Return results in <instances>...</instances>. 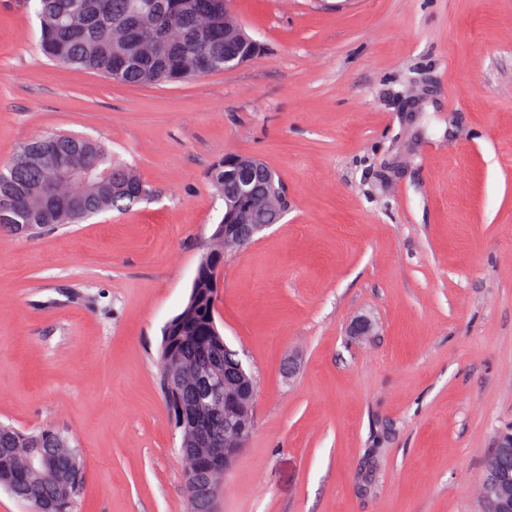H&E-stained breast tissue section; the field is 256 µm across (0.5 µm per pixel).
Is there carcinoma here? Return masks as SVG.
<instances>
[{"label": "carcinoma", "mask_w": 512, "mask_h": 512, "mask_svg": "<svg viewBox=\"0 0 512 512\" xmlns=\"http://www.w3.org/2000/svg\"><path fill=\"white\" fill-rule=\"evenodd\" d=\"M137 0H38L35 12L39 20V42L44 56L70 69L89 71L134 86L182 82L196 73L224 71V0H157L158 8L149 18L152 35L159 41L174 40L183 46L179 52L149 57L139 52L138 31L123 28L134 12ZM53 138L68 146L80 144L83 137L67 133L39 135L30 139L12 162L0 170V228L15 233L16 224H49L60 228L81 220L58 212H41L39 193L45 180V169L28 156L42 141ZM86 166L97 165L112 170V175L125 185L126 194L108 200L103 211H124L143 200L148 189L137 172L114 159L102 141L96 148L79 156ZM224 162L209 172L211 185L224 202V214H230L229 202L236 199L237 208L249 198L236 194L233 181L224 178ZM188 301L182 311L163 328L158 349L159 369L185 368L224 344L216 322L217 291L224 269V235L214 231L206 252L198 265ZM179 425L181 439L189 436L188 416L194 400L177 388L163 393ZM67 435L53 428L25 430L0 424V487L15 498L29 496V484L38 480L50 497L49 512H70L76 489L84 480L80 450L74 451L77 467L69 472V483L62 493L55 492V481L42 471L29 475L22 471L20 455L26 448H44L57 444Z\"/></svg>", "instance_id": "carcinoma-1"}]
</instances>
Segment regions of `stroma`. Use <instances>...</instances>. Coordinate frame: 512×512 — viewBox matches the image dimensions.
Returning <instances> with one entry per match:
<instances>
[{
    "label": "stroma",
    "mask_w": 512,
    "mask_h": 512,
    "mask_svg": "<svg viewBox=\"0 0 512 512\" xmlns=\"http://www.w3.org/2000/svg\"><path fill=\"white\" fill-rule=\"evenodd\" d=\"M22 2L0 0V167L76 133L150 191L0 237V421L73 437V512L189 510L156 358L232 153L288 209L224 260L217 324L257 394L215 512H477L512 426V0H234L263 53L148 86L47 60Z\"/></svg>",
    "instance_id": "obj_1"
}]
</instances>
